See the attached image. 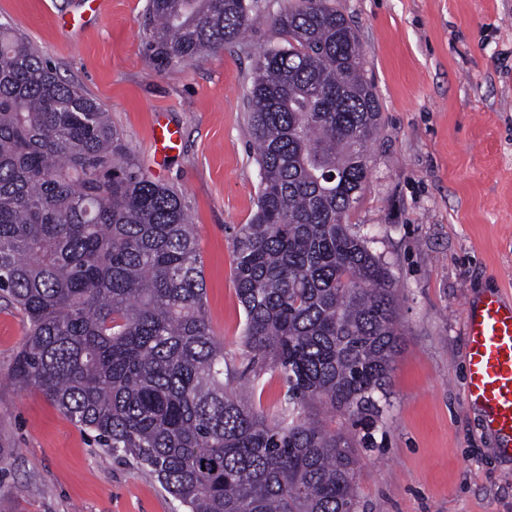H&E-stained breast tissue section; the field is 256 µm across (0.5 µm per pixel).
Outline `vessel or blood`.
Returning a JSON list of instances; mask_svg holds the SVG:
<instances>
[{
    "instance_id": "b4317fda",
    "label": "vessel or blood",
    "mask_w": 512,
    "mask_h": 512,
    "mask_svg": "<svg viewBox=\"0 0 512 512\" xmlns=\"http://www.w3.org/2000/svg\"><path fill=\"white\" fill-rule=\"evenodd\" d=\"M180 132L170 124L153 131L154 155L164 158ZM466 349V404L476 410L501 454L512 456V301L487 292L463 312Z\"/></svg>"
}]
</instances>
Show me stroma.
Instances as JSON below:
<instances>
[{
  "label": "stroma",
  "mask_w": 512,
  "mask_h": 512,
  "mask_svg": "<svg viewBox=\"0 0 512 512\" xmlns=\"http://www.w3.org/2000/svg\"><path fill=\"white\" fill-rule=\"evenodd\" d=\"M80 0H0L60 76L97 100L143 170L177 189L196 230L209 327L228 356L244 312L232 238L257 207L252 62L277 37L262 19L192 63L150 57L147 0H106L79 31ZM352 23L380 105L370 174L349 212L390 268L400 348L358 447V512H512V458L466 405L469 299H512V0H333ZM182 141L156 169L159 119ZM27 320L0 299V512H184L148 469L109 456L32 384L13 380Z\"/></svg>",
  "instance_id": "obj_1"
}]
</instances>
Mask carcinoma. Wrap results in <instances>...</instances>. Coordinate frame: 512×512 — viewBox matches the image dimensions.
<instances>
[{"instance_id":"obj_1","label":"carcinoma","mask_w":512,"mask_h":512,"mask_svg":"<svg viewBox=\"0 0 512 512\" xmlns=\"http://www.w3.org/2000/svg\"><path fill=\"white\" fill-rule=\"evenodd\" d=\"M152 57L238 41L251 0H149ZM255 57L257 210L233 238L241 367L207 323L195 225L109 113L0 22V297L28 320L14 379L188 512H357L355 439L399 351L386 262L348 223L380 109L358 35L330 0H287ZM275 372L265 411L239 389Z\"/></svg>"}]
</instances>
